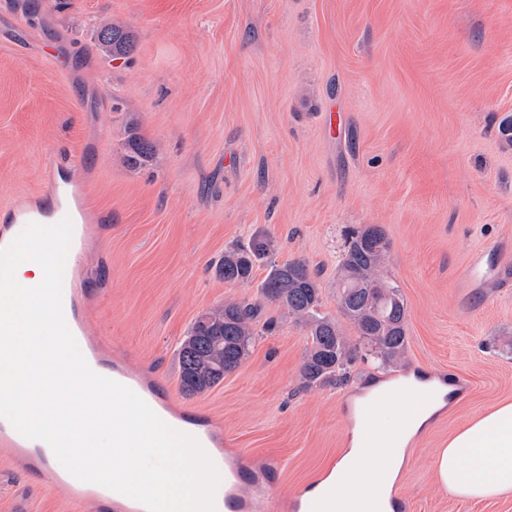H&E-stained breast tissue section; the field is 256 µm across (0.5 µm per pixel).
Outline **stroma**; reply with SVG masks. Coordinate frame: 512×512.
Segmentation results:
<instances>
[{
  "mask_svg": "<svg viewBox=\"0 0 512 512\" xmlns=\"http://www.w3.org/2000/svg\"><path fill=\"white\" fill-rule=\"evenodd\" d=\"M0 0V225L16 194H42L45 154L82 162L98 233L83 276L109 347L177 388V347L228 301L260 307L246 359L177 400L209 411L233 447L278 461L285 495L348 446L368 381L412 370L454 376L459 401L405 449V512H512V495L470 500L437 480L441 448L512 400V281L461 293L474 251L512 237V0ZM130 32L114 60L102 28ZM337 112L336 130L326 116ZM137 126L154 154L127 163ZM376 225L383 271L408 309L398 368L358 362L343 384L306 389L307 329L266 301L270 262L317 271L337 316L346 229ZM265 236L248 283L215 270L225 248ZM0 512H95L0 459Z\"/></svg>",
  "mask_w": 512,
  "mask_h": 512,
  "instance_id": "1",
  "label": "stroma"
}]
</instances>
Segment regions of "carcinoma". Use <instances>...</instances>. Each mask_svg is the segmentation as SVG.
Here are the masks:
<instances>
[{"label":"carcinoma","instance_id":"1","mask_svg":"<svg viewBox=\"0 0 512 512\" xmlns=\"http://www.w3.org/2000/svg\"><path fill=\"white\" fill-rule=\"evenodd\" d=\"M99 47L113 59L127 57L134 47L130 34L119 27H104ZM127 161L146 163L153 147L131 135ZM389 251L383 229L366 226L349 233L339 268L338 312L357 333V341L344 335L339 321L321 312L316 273L303 260L273 263L260 284L261 294L278 303L304 323L310 339L301 366L305 389L339 385L347 380L349 366L361 357L385 368L400 363L407 349V307L399 287L387 281L376 264L380 252ZM265 239L227 249L217 274L226 282L252 280L256 263L268 255ZM259 310L252 304L226 302L198 317L179 350L180 384L183 392H206L224 380L248 356Z\"/></svg>","mask_w":512,"mask_h":512}]
</instances>
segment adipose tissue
Instances as JSON below:
<instances>
[{
    "label": "adipose tissue",
    "instance_id": "adipose-tissue-1",
    "mask_svg": "<svg viewBox=\"0 0 512 512\" xmlns=\"http://www.w3.org/2000/svg\"><path fill=\"white\" fill-rule=\"evenodd\" d=\"M407 381L429 389L432 397L407 410L404 422L391 412L378 418V430L388 439L389 484H381L364 466L366 421L357 419L349 449L327 475L336 484V512H395L390 483L401 472L408 442L456 401L452 380L414 372ZM436 472L442 488L458 497L487 500L512 494V401L496 404L458 430L440 450Z\"/></svg>",
    "mask_w": 512,
    "mask_h": 512
}]
</instances>
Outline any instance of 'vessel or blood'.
Segmentation results:
<instances>
[{"label":"vessel or blood","instance_id":"1","mask_svg":"<svg viewBox=\"0 0 512 512\" xmlns=\"http://www.w3.org/2000/svg\"><path fill=\"white\" fill-rule=\"evenodd\" d=\"M64 173L63 166L54 156H46L42 168L43 186L53 190L58 200L54 205L45 206L42 205L40 198L25 197L10 205L8 211L11 221L0 225V250L7 248L28 223L54 224L63 218H70L73 235L63 276V310L66 323L80 349L87 352L86 361L89 366L97 374L130 388L169 426L197 438L221 476L215 493L216 502L232 499V512H279V502L272 497L269 488L261 484L266 472L278 470V463L264 462L258 467L255 477L244 478L239 466L230 463L220 452L219 441L208 439L197 432V424L204 420L202 413L177 407L170 393L155 392L154 381L130 372L113 362L112 358L106 357L96 347L97 336L86 315L87 304L94 292L80 288L78 283V273L85 253L83 241L92 231L91 226L86 223L82 208V199L87 189L81 184L66 180ZM502 251V245L495 243L485 250L473 253L463 275V287L489 288L497 284L502 275L499 262ZM43 446V441L26 438L9 421L0 418V458L15 465L23 459L39 460L40 471L46 476L49 488L62 491L72 500H84L83 482L71 476L55 455L46 454ZM292 503L299 506L301 512H334L336 494L332 491H322L306 497L299 493L293 497Z\"/></svg>","mask_w":512,"mask_h":512}]
</instances>
